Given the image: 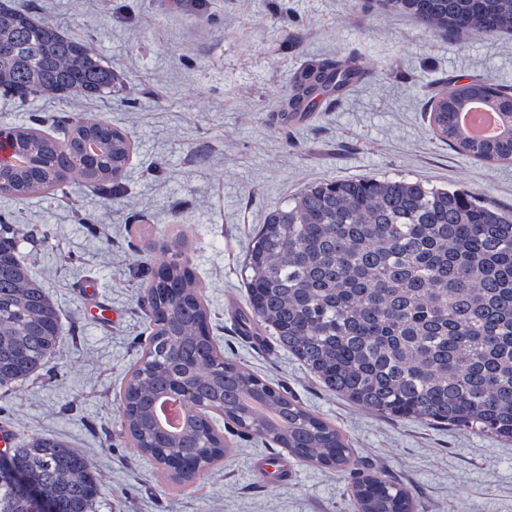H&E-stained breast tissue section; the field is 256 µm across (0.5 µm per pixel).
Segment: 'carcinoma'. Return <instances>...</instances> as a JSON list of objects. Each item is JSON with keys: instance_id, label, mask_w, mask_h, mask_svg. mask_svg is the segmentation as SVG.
<instances>
[{"instance_id": "cac0c4a2", "label": "carcinoma", "mask_w": 512, "mask_h": 512, "mask_svg": "<svg viewBox=\"0 0 512 512\" xmlns=\"http://www.w3.org/2000/svg\"><path fill=\"white\" fill-rule=\"evenodd\" d=\"M389 15L426 29L512 35V0H378ZM350 58L307 70L289 96L311 112L312 95L339 92L356 76ZM112 69L59 28L13 0H0V91L23 103L49 96L112 93ZM504 121L500 136L475 142L458 127L472 103ZM435 136L485 164H512V88L491 78H450L429 100ZM20 164L0 165V188L15 199L75 178L111 185L131 150L128 133L93 115L74 118L64 142L33 127L0 130ZM28 224L0 221V389L32 378L66 338L54 303L21 250ZM185 237L142 288L147 336L122 396L134 445L185 483L222 459L224 435L209 407L270 440L298 462H350L349 440L293 397L224 358L209 332L201 283L184 257ZM247 331L273 337L328 391L378 414L421 419L512 440V210L420 180L366 175L310 185L273 211L245 257ZM182 394L184 422L168 433L158 401ZM273 411L271 419L260 408ZM0 512H91L97 477L79 450L54 437L6 453ZM360 512H413L411 496L381 473L355 478Z\"/></svg>"}]
</instances>
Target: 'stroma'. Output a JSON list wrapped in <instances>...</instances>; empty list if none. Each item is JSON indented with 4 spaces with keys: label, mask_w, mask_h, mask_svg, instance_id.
<instances>
[{
    "label": "stroma",
    "mask_w": 512,
    "mask_h": 512,
    "mask_svg": "<svg viewBox=\"0 0 512 512\" xmlns=\"http://www.w3.org/2000/svg\"><path fill=\"white\" fill-rule=\"evenodd\" d=\"M112 68L111 96L20 104L0 95V126L63 138L93 114L131 135L125 191L68 181L23 201L0 194V219L47 225L35 273L67 339L48 368L0 390V423L17 440L55 436L92 463L93 512H357L354 469L407 489L415 512H512V442L448 425L401 421L327 391L269 336H242V265L270 213L305 186L367 174L427 181L512 209V165L460 155L431 131L427 106L451 77L512 86V37L425 33L376 0H24ZM354 58L363 75L302 121L286 100L301 70ZM225 358L339 429L344 471L290 461L285 482L257 457L274 443L225 425L224 458L191 485H161L134 448L120 395L145 339L148 270L176 231ZM94 286L87 298L86 286ZM107 307L112 319L98 310Z\"/></svg>",
    "instance_id": "stroma-1"
}]
</instances>
